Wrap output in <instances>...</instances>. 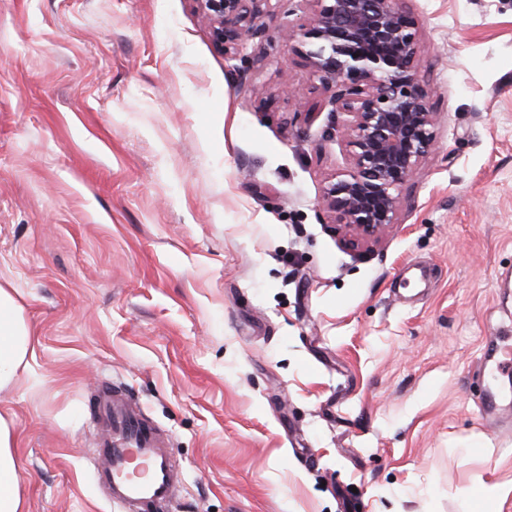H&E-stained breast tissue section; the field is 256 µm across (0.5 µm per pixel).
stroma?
Listing matches in <instances>:
<instances>
[{
  "instance_id": "1",
  "label": "stroma",
  "mask_w": 512,
  "mask_h": 512,
  "mask_svg": "<svg viewBox=\"0 0 512 512\" xmlns=\"http://www.w3.org/2000/svg\"><path fill=\"white\" fill-rule=\"evenodd\" d=\"M407 6L437 142L353 248L323 202L349 164L329 96L280 37L308 7L266 17L240 88L196 0H0L22 512H115L110 386L166 436L178 512H512V404L482 408L512 390L489 371L512 336V0Z\"/></svg>"
}]
</instances>
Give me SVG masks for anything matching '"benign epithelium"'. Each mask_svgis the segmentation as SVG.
Listing matches in <instances>:
<instances>
[{
	"mask_svg": "<svg viewBox=\"0 0 512 512\" xmlns=\"http://www.w3.org/2000/svg\"><path fill=\"white\" fill-rule=\"evenodd\" d=\"M211 21L215 46L233 62L242 83L246 53L262 37L261 19L280 0H199ZM311 16L285 27L286 42L302 39V52L332 111L347 116L341 129L350 163L336 172L323 201L336 223L361 239L397 223L402 186L436 144L430 91L416 73L417 21L404 0H307Z\"/></svg>",
	"mask_w": 512,
	"mask_h": 512,
	"instance_id": "7a95c632",
	"label": "benign epithelium"
}]
</instances>
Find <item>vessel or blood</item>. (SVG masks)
Returning <instances> with one entry per match:
<instances>
[{
	"label": "vessel or blood",
	"mask_w": 512,
	"mask_h": 512,
	"mask_svg": "<svg viewBox=\"0 0 512 512\" xmlns=\"http://www.w3.org/2000/svg\"><path fill=\"white\" fill-rule=\"evenodd\" d=\"M102 433L94 454L95 477L123 512H171L177 467L169 446L135 410L126 394L113 392L99 404Z\"/></svg>",
	"instance_id": "obj_1"
}]
</instances>
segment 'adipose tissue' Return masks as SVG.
<instances>
[{"label": "adipose tissue", "mask_w": 512, "mask_h": 512, "mask_svg": "<svg viewBox=\"0 0 512 512\" xmlns=\"http://www.w3.org/2000/svg\"><path fill=\"white\" fill-rule=\"evenodd\" d=\"M33 350L29 329L9 289L0 287V389L13 384L27 368ZM13 422L0 415V512H21Z\"/></svg>", "instance_id": "obj_1"}]
</instances>
